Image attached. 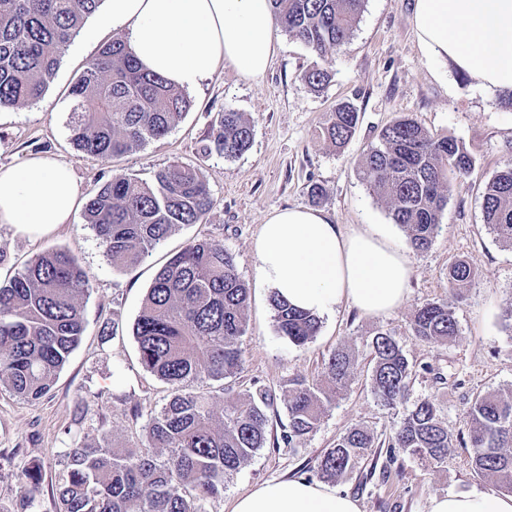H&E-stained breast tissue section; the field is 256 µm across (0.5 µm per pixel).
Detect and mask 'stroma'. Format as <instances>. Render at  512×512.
Here are the masks:
<instances>
[{
	"label": "stroma",
	"mask_w": 512,
	"mask_h": 512,
	"mask_svg": "<svg viewBox=\"0 0 512 512\" xmlns=\"http://www.w3.org/2000/svg\"><path fill=\"white\" fill-rule=\"evenodd\" d=\"M413 6L414 0H366L349 44L334 56L330 82L318 91L301 78L314 55L277 31L273 60L263 78L218 70L190 90L189 112L164 138L108 162L78 150L69 130V90L87 61L113 37L111 27L99 25L98 15L88 17L65 48L41 99L0 108V168L31 155L55 157L73 168L81 201L69 223L37 239L0 226V250L7 254L0 278L12 277L46 249L62 248L77 257L93 284L84 300L83 336L50 395L31 403L0 390V512H16L24 477L34 469L42 475L35 512H57L58 475L70 449L100 436L118 448L140 443L149 414L167 401L169 389L141 365L133 324L160 267L197 239L222 242L249 290L243 368L224 387L230 395L255 383L271 388L276 400L270 433L281 432L287 422L282 393L288 380L317 379L323 356L336 346L359 351L352 382L328 408L317 431L294 452L260 449L227 483L223 497L207 503L208 512H225L228 500L253 486L298 475L351 427L388 435L403 411L382 406L374 396L368 360L361 352L380 331L396 338L413 367L412 400H434L455 443L447 460L435 466L403 454L381 475L372 471L374 458L364 459L333 481V488L356 499L362 512H428L432 496L492 489L490 478L474 473L463 440L469 433L465 411L476 393H512V332L505 328L512 317V248L496 239L483 215L486 185L512 161V109L499 105L497 92L476 88L467 76L422 53ZM342 101L356 106L360 123L349 143L338 149L323 139L320 125ZM227 109L251 121V146L232 158L204 155L210 125ZM400 116L412 117L431 134L456 139L472 157V168L457 180L430 248L409 251L412 277L405 302L384 316H364L341 305L321 316L311 342L294 346L279 336L272 291L258 280L254 241L260 227L274 209L313 205L336 223L368 224L405 242L386 202L359 176L362 157L378 131ZM175 161L202 168L212 210L203 223L176 229L138 268L112 266L101 239L85 222L83 202L115 174L149 181ZM315 184L323 189L317 201L309 194ZM458 259L467 260L476 276L457 291L448 283V267ZM433 301L456 308L458 332L445 345L422 342L411 331L415 310Z\"/></svg>",
	"instance_id": "35a3bbf8"
}]
</instances>
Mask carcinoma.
<instances>
[{
  "label": "carcinoma",
  "mask_w": 512,
  "mask_h": 512,
  "mask_svg": "<svg viewBox=\"0 0 512 512\" xmlns=\"http://www.w3.org/2000/svg\"><path fill=\"white\" fill-rule=\"evenodd\" d=\"M102 0H0V106H22L39 99L52 80L63 50ZM365 0H271L276 24L303 43L319 63L302 74L314 88L331 80L333 55L349 43ZM71 140L103 160L127 154L163 138L192 106L189 97L164 78L144 69L121 38L104 44L71 89ZM359 112L350 102L336 105L321 127L334 146L354 135ZM253 126L241 112L226 110L211 124L206 155L234 157L247 151ZM472 158L458 142L438 138L409 117L385 125L365 154L362 179L384 199L393 223L410 247L427 250L437 234L454 184ZM213 206L206 179L195 166L174 163L146 182L116 175L94 189L84 217L105 246L112 265L131 270L182 225L200 224ZM485 223L512 248V165L503 168L483 195ZM475 271L464 259L448 268L452 287H466ZM92 288L89 273L62 249L33 258L9 281L0 282V388L25 400H38L84 332L83 299ZM248 289L233 255L215 240H192L157 272L135 321L133 336L142 366L171 386L172 396L145 426L135 448H116L106 437L66 453L58 484V512H205L224 494V485L268 442L272 390L254 384L224 402L214 420L211 397L189 390L207 379L224 383L242 369ZM276 327L295 346L317 335L319 318L272 295ZM413 336L446 344L457 334L453 306L446 301L419 307ZM372 363V393L384 405L402 406L404 417L387 443L364 427H352L318 457L325 481L354 470L372 449L387 446L421 462L442 464L453 434L429 399L408 403L413 367L398 341L376 333L365 344ZM355 358L339 346L323 358L324 383L292 379L284 395L288 429L272 446L294 448L316 431L333 395L352 381ZM467 416L468 441L476 473L490 476L502 493L512 494V397L478 394ZM29 488L17 512H28L41 475L26 474Z\"/></svg>",
  "instance_id": "carcinoma-1"
}]
</instances>
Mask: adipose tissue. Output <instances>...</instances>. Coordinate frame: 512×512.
I'll list each match as a JSON object with an SVG mask.
<instances>
[{"instance_id": "obj_1", "label": "adipose tissue", "mask_w": 512, "mask_h": 512, "mask_svg": "<svg viewBox=\"0 0 512 512\" xmlns=\"http://www.w3.org/2000/svg\"><path fill=\"white\" fill-rule=\"evenodd\" d=\"M103 22L136 59L191 90L230 67L257 80L274 55L270 0H107ZM423 54L447 62L477 87L512 92V0H415ZM80 195L72 167L32 156L0 169V226L38 238L68 223ZM261 283L293 307L323 315L349 304L379 316L400 307L412 266L405 247L323 211H271L254 244ZM229 512H360L356 500L302 479L257 485ZM428 512H512V495L473 489L436 495Z\"/></svg>"}]
</instances>
